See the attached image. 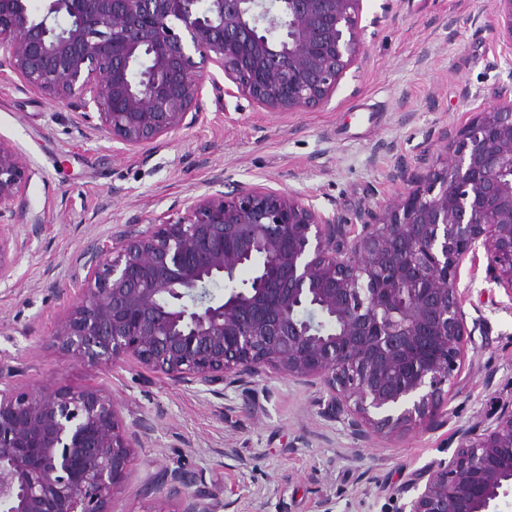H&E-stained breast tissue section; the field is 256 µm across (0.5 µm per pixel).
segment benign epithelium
Listing matches in <instances>:
<instances>
[{"label":"benign epithelium","instance_id":"obj_1","mask_svg":"<svg viewBox=\"0 0 512 512\" xmlns=\"http://www.w3.org/2000/svg\"><path fill=\"white\" fill-rule=\"evenodd\" d=\"M512 46V0H499ZM362 0H0V57L53 104L97 110L131 149L194 124L213 63L256 106L326 104L365 52ZM28 179L0 142V219ZM412 188L347 230L299 196L218 191L184 220L95 247L91 275L54 336L77 354L127 358L220 400L270 373L321 381L324 414L355 438L448 415L472 343L458 274L484 249L512 300V100L474 113ZM255 278L234 286L257 256ZM231 285L221 299L209 291ZM452 458L398 490V512H490L512 488V398L463 428ZM132 445L101 390L17 395L0 380V507L110 512ZM202 474L167 466L146 489L155 512H216Z\"/></svg>","mask_w":512,"mask_h":512}]
</instances>
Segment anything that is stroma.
Wrapping results in <instances>:
<instances>
[{"instance_id":"1","label":"stroma","mask_w":512,"mask_h":512,"mask_svg":"<svg viewBox=\"0 0 512 512\" xmlns=\"http://www.w3.org/2000/svg\"><path fill=\"white\" fill-rule=\"evenodd\" d=\"M498 19L497 0H363L365 53L325 105L269 112L208 83L194 125L135 150L0 65V141L29 170L0 223L14 259L0 282V368L15 393L103 389L123 423H148L112 512H155L144 484L176 462L203 470L217 512H323L327 501L334 512H396L397 489L495 412L512 390V299L487 281L482 251L459 272L473 343L447 417L390 435L353 439L324 416L318 383L258 378L223 401L134 360L82 358L54 331L92 248L178 220L216 190L300 195L346 224L407 191L405 172L439 162L473 113L512 91Z\"/></svg>"}]
</instances>
